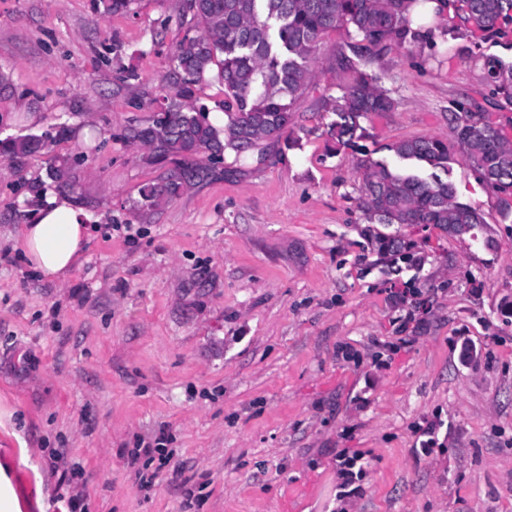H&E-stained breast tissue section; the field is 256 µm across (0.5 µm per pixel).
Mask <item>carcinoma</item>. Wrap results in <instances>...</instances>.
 Listing matches in <instances>:
<instances>
[{
    "label": "carcinoma",
    "instance_id": "cac0c4a2",
    "mask_svg": "<svg viewBox=\"0 0 512 512\" xmlns=\"http://www.w3.org/2000/svg\"><path fill=\"white\" fill-rule=\"evenodd\" d=\"M200 33L186 35L173 56L180 85L163 97V125L151 122L130 129L125 139L143 146L147 161L164 164L160 178L138 191L139 209L151 211L207 179L212 168L197 162L201 152L237 155L255 150L267 155L292 124V106L307 85L320 41L332 30L355 39L352 54L339 50L333 71L348 77L342 95L329 101L340 121L330 125L336 148L354 143L359 118L391 112L395 101L373 77L357 67L353 56H377L423 35L414 28L413 9L421 0H188ZM452 7L456 29L472 33L512 34V0H438ZM217 69L224 86V127L189 103L193 87ZM482 69L492 97L512 104V63L486 56ZM452 140L429 137L387 146L396 163L370 157L358 162L360 207L370 224H424L450 236L471 233L483 223L476 210L455 200L448 181V156L458 148L478 178L512 214V142L484 119L472 120L469 101L456 103ZM13 159L33 155L47 139L27 135L6 141ZM367 236L380 255H398L404 244L373 229Z\"/></svg>",
    "mask_w": 512,
    "mask_h": 512
}]
</instances>
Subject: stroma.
<instances>
[{
    "instance_id": "obj_1",
    "label": "stroma",
    "mask_w": 512,
    "mask_h": 512,
    "mask_svg": "<svg viewBox=\"0 0 512 512\" xmlns=\"http://www.w3.org/2000/svg\"><path fill=\"white\" fill-rule=\"evenodd\" d=\"M186 4L0 0V141L53 138L0 160V466L21 512H67L55 452L79 473L81 512H512V216L454 153L455 195L484 227L380 225L420 259L397 270L364 234L356 169L387 144L450 137L461 100L512 140V105L480 62L511 63L512 42L455 31L447 12L428 20L435 49L359 58L396 105L335 152L326 103L344 79L329 65L347 35L328 32L265 160L226 154L144 212L138 190L163 169L123 134L178 82ZM58 157L73 191L47 176ZM53 195L92 216L63 280L16 241ZM406 285L428 305L422 324L391 294ZM161 432L162 456L141 455ZM345 448L363 470L354 494ZM3 144L8 146V148L5 149L6 154L17 160L33 155L46 148L47 139L37 135H27L12 138L3 142Z\"/></svg>"
}]
</instances>
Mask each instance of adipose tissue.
<instances>
[{"label": "adipose tissue", "instance_id": "1", "mask_svg": "<svg viewBox=\"0 0 512 512\" xmlns=\"http://www.w3.org/2000/svg\"><path fill=\"white\" fill-rule=\"evenodd\" d=\"M90 220L87 212L67 199L48 197L18 231L31 266L44 276L66 278L82 263Z\"/></svg>", "mask_w": 512, "mask_h": 512}]
</instances>
